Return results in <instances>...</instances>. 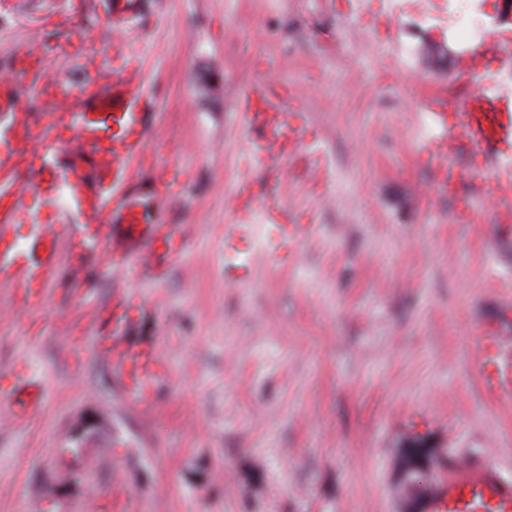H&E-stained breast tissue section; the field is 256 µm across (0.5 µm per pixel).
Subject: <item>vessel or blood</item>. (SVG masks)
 Returning <instances> with one entry per match:
<instances>
[{"mask_svg": "<svg viewBox=\"0 0 512 512\" xmlns=\"http://www.w3.org/2000/svg\"><path fill=\"white\" fill-rule=\"evenodd\" d=\"M498 39L474 46L458 59L459 82H468L486 56L497 53ZM36 49L32 40L16 50L15 76L0 79V282L8 284L27 310H40L57 282L69 272L74 291L85 286L90 259L108 269L138 261L155 277L163 276L186 255L179 228L154 221L153 205L174 197L179 187L175 168L154 173L149 199L134 189L156 114L140 67L122 63L100 72L89 91L73 93L53 83V111L34 117L18 98L25 67ZM246 118L267 139V162L281 163L282 134L299 136L287 113L277 106L252 111L243 100ZM441 136L429 145L428 158L438 173L439 188L459 197L476 184L486 198L512 194V93L475 90L461 111L439 107L433 114ZM470 161L454 163L460 148ZM27 236H19L22 227ZM97 326L95 358L111 370L124 391L142 390L154 371L156 353L132 341V316L122 291L91 313ZM485 394L512 398V339L487 332L475 355ZM9 415L17 420L38 412L44 386L25 375L6 388ZM439 476L418 501L419 512H512V479L495 459L473 453L460 459L443 457Z\"/></svg>", "mask_w": 512, "mask_h": 512, "instance_id": "vessel-or-blood-1", "label": "vessel or blood"}]
</instances>
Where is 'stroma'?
Returning <instances> with one entry per match:
<instances>
[{
    "label": "stroma",
    "mask_w": 512,
    "mask_h": 512,
    "mask_svg": "<svg viewBox=\"0 0 512 512\" xmlns=\"http://www.w3.org/2000/svg\"><path fill=\"white\" fill-rule=\"evenodd\" d=\"M435 2L143 0L118 38L158 103L151 150L184 167L160 218L184 226L186 257L161 281L90 264L78 298L60 274L40 311L0 288V377L46 390L26 419L0 408V512H113L117 483L134 512H407L417 437L428 479L446 450L512 477V401L474 369L485 324L512 336V226L489 220L512 196L466 188L487 219L457 220L425 155L434 97L508 91L512 71L459 83L466 46ZM33 34L73 91L112 68L108 0H0V75ZM248 94L298 115L280 171L240 114ZM240 200L247 238L228 251ZM116 288L163 366L138 396L91 355L88 314Z\"/></svg>",
    "instance_id": "1"
}]
</instances>
